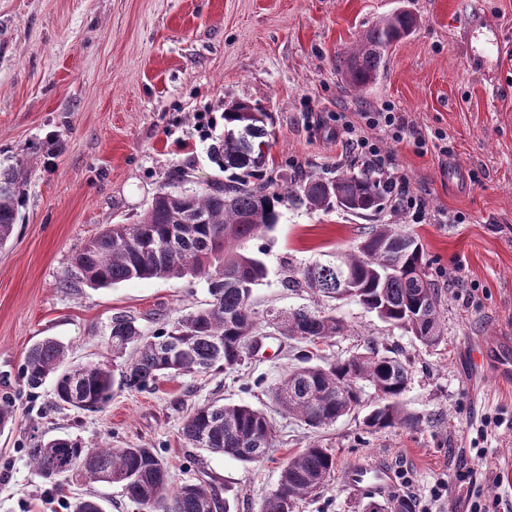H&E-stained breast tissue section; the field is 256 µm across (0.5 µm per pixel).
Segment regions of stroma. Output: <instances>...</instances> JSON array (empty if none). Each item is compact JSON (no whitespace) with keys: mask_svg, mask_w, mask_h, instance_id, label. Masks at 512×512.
<instances>
[{"mask_svg":"<svg viewBox=\"0 0 512 512\" xmlns=\"http://www.w3.org/2000/svg\"><path fill=\"white\" fill-rule=\"evenodd\" d=\"M497 19L503 45L495 80L472 70L457 42L459 0H0V165L27 159L32 177L13 234L0 248V400L15 409L0 428V512H68L94 493L105 512H143L120 486L73 482L52 488L33 469L34 443L71 437L94 447L150 445L173 485L207 473L230 490L231 512H259L283 464L318 441L336 458L328 485L296 512H362L370 495L344 487L361 460L394 473V495L419 497L437 480L448 495L433 512H466L454 474L461 450L481 448L475 490L512 505V379L497 353L512 345V0H479ZM416 19L394 43L377 79L349 90L337 57L381 17ZM244 100L273 118L268 173L325 179L366 162L350 135L379 143L421 195V222L387 197L382 210L281 207L272 231L246 242L261 253L266 279L254 290L259 313L316 306L285 287L288 268L335 261L365 227L395 224L417 237L439 285V343L426 347L360 304L335 302L347 332L325 344L284 346L266 336L240 370L161 379L151 391L115 390L101 411L52 408V383L32 391L21 367L28 349L52 337L74 361L111 360L104 345L114 316L147 331L208 301L204 281L149 279L94 289L63 287L73 254L108 225L140 219L165 184L192 189L224 179L211 147L224 110ZM394 107L420 132L393 142L364 113ZM207 113V134L196 116ZM54 139L53 156H28ZM410 364L402 396L417 424L367 431L361 415L315 430L280 413L271 390L300 355L345 358L368 340ZM248 404L274 424L265 459L245 464L185 447L191 408ZM491 427H484V420Z\"/></svg>","mask_w":512,"mask_h":512,"instance_id":"35a3bbf8","label":"stroma"}]
</instances>
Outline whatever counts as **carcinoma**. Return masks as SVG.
Listing matches in <instances>:
<instances>
[{"mask_svg":"<svg viewBox=\"0 0 512 512\" xmlns=\"http://www.w3.org/2000/svg\"><path fill=\"white\" fill-rule=\"evenodd\" d=\"M415 26L414 17L397 12L364 32L355 49L336 60L337 69L355 89L377 78L387 49ZM268 113L248 102L224 112V136L213 155L234 171L195 190L167 184L133 224H110L76 252L63 287L79 280L92 288L145 279L205 278L211 300L190 313L146 333L127 315L112 318V357L120 370L100 362L66 364L69 348L46 337L27 351L21 375L31 390L54 384L59 409L97 412L111 399L113 387L146 390L163 377L195 376L230 371L249 358L248 340L265 328L298 343L325 344L343 335L345 322L334 308L259 314L253 290L266 279L265 263L242 245L262 237L278 223L280 207L298 201L310 209L336 204L349 212L381 209L391 194L390 182L370 169L341 172L334 179L300 176L274 186L264 178L270 143ZM31 170L21 164L0 167V247L12 236L25 198ZM351 287L337 288L339 275ZM287 288H307L326 298L352 300L384 322L402 329L422 345L439 342V288L431 279L417 239L391 224H373L356 249L336 254V264L315 263L288 269ZM409 382L406 361L394 351L368 342L364 351L316 365H294L272 388L275 402L300 423L320 429L374 402L364 417L374 430L412 425L415 418L401 403ZM185 446L222 454L251 464L271 447L273 425L249 405L197 407L182 422ZM34 470L50 483L69 471L88 484L123 476L121 487L145 512H229V499L214 480L198 478L170 486L168 463L146 445L90 448L57 437L28 449ZM336 470L329 449L316 443L288 458L278 488L266 497L260 512H295L298 501L324 488ZM70 512H103L93 496L69 503ZM372 512H416L414 503L397 496L373 504Z\"/></svg>","mask_w":512,"mask_h":512,"instance_id":"cac0c4a2","label":"carcinoma"}]
</instances>
